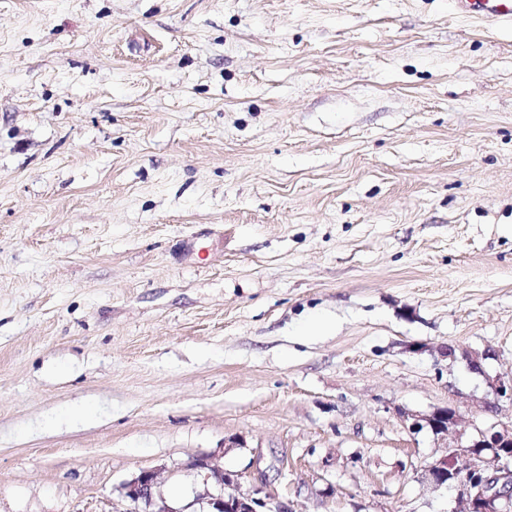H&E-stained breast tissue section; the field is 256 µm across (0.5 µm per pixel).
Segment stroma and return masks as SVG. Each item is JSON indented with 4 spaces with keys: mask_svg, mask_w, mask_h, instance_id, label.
Returning a JSON list of instances; mask_svg holds the SVG:
<instances>
[{
    "mask_svg": "<svg viewBox=\"0 0 512 512\" xmlns=\"http://www.w3.org/2000/svg\"><path fill=\"white\" fill-rule=\"evenodd\" d=\"M510 374L512 25L0 0V512L142 470L204 512L203 454L288 512H456L409 418L510 423Z\"/></svg>",
    "mask_w": 512,
    "mask_h": 512,
    "instance_id": "obj_1",
    "label": "stroma"
}]
</instances>
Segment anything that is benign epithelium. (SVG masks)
<instances>
[{
    "instance_id": "7a95c632",
    "label": "benign epithelium",
    "mask_w": 512,
    "mask_h": 512,
    "mask_svg": "<svg viewBox=\"0 0 512 512\" xmlns=\"http://www.w3.org/2000/svg\"><path fill=\"white\" fill-rule=\"evenodd\" d=\"M490 387L499 400L512 404V375L498 376ZM411 426L429 428L436 436L445 437L459 421L456 410L440 408L427 415L412 416ZM187 467L212 483L203 498L211 512H285L270 497H255L239 491L243 474L226 471L213 464L209 455L192 458ZM426 474L436 487L458 489L462 512H505L512 504V424L494 430L480 431L474 436L458 439L448 454L429 464ZM157 477L151 470H142L123 484V498L128 507L114 512H137L141 503L154 507V512H184L158 502Z\"/></svg>"
}]
</instances>
